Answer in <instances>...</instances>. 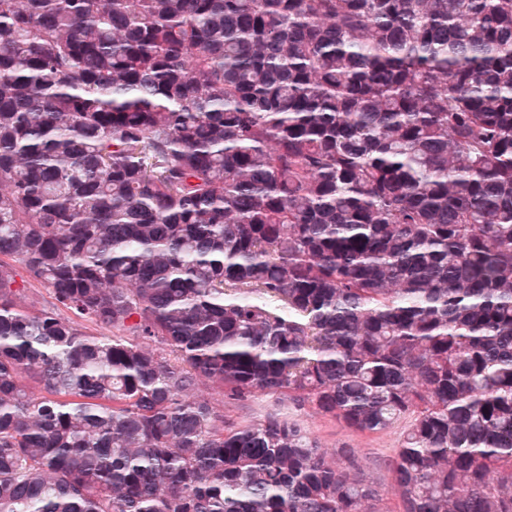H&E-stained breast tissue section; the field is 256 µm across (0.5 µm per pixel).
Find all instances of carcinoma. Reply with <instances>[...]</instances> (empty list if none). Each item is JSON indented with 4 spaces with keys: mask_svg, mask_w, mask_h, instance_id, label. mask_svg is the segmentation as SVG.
<instances>
[{
    "mask_svg": "<svg viewBox=\"0 0 512 512\" xmlns=\"http://www.w3.org/2000/svg\"><path fill=\"white\" fill-rule=\"evenodd\" d=\"M257 392L512 512V0H0V512H389ZM278 401L276 396L258 393L243 406L234 408L224 405V420L238 421L243 418L253 421L261 420L267 412L279 408Z\"/></svg>",
    "mask_w": 512,
    "mask_h": 512,
    "instance_id": "cac0c4a2",
    "label": "carcinoma"
}]
</instances>
